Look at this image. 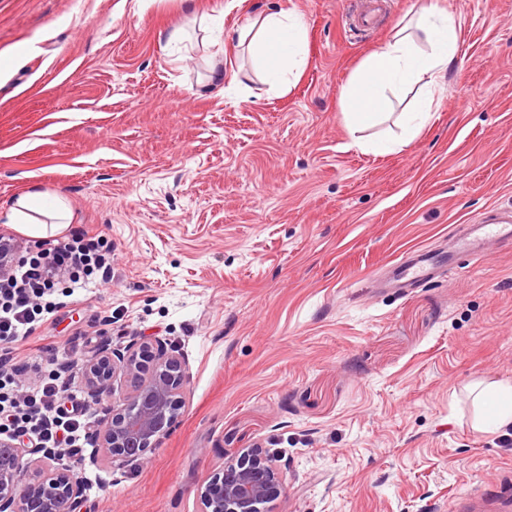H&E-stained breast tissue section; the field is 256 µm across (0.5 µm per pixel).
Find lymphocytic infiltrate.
Listing matches in <instances>:
<instances>
[{
  "instance_id": "f902f5d3",
  "label": "lymphocytic infiltrate",
  "mask_w": 512,
  "mask_h": 512,
  "mask_svg": "<svg viewBox=\"0 0 512 512\" xmlns=\"http://www.w3.org/2000/svg\"><path fill=\"white\" fill-rule=\"evenodd\" d=\"M109 259L100 237L81 230L39 244L0 277V433L28 438L61 460L87 437V419L61 407L76 393L58 373L33 386L20 385L18 376L34 363L27 346L45 321L46 297L62 282L75 292L87 288L90 277H109Z\"/></svg>"
}]
</instances>
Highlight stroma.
Listing matches in <instances>:
<instances>
[{
  "instance_id": "35a3bbf8",
  "label": "stroma",
  "mask_w": 512,
  "mask_h": 512,
  "mask_svg": "<svg viewBox=\"0 0 512 512\" xmlns=\"http://www.w3.org/2000/svg\"><path fill=\"white\" fill-rule=\"evenodd\" d=\"M416 0H234L212 27L173 0H0V210L31 187L112 248L109 285L40 328L59 362L164 339L186 361L180 416L148 459L79 449L77 512H201L199 487L259 444L281 458L269 512H512V427L471 426L466 385L512 381V247L453 279L376 287L456 226L512 215V0H445L459 53L403 148L351 145V74ZM295 10L307 64L262 81L239 30ZM180 26L185 45L156 31Z\"/></svg>"
}]
</instances>
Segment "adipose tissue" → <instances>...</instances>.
I'll use <instances>...</instances> for the list:
<instances>
[{
	"label": "adipose tissue",
	"instance_id": "obj_1",
	"mask_svg": "<svg viewBox=\"0 0 512 512\" xmlns=\"http://www.w3.org/2000/svg\"><path fill=\"white\" fill-rule=\"evenodd\" d=\"M440 0H422L410 23L400 24L394 37L367 56L348 82L343 110L346 124L365 153L386 154L407 145L431 119L436 93L458 52L460 14L445 10ZM305 31L293 11L256 17L238 34L239 46L258 60L265 81L279 88L298 78L305 65ZM413 86L421 103L406 124L403 138L366 140L360 131L377 123L392 107L390 92ZM32 237L58 233L71 223L66 198L32 188L19 195L0 215ZM476 406L472 425L480 431L512 426V383L479 381L468 386Z\"/></svg>",
	"mask_w": 512,
	"mask_h": 512
}]
</instances>
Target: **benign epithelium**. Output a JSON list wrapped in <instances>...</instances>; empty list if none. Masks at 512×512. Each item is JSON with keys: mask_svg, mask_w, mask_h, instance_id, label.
I'll return each instance as SVG.
<instances>
[{"mask_svg": "<svg viewBox=\"0 0 512 512\" xmlns=\"http://www.w3.org/2000/svg\"><path fill=\"white\" fill-rule=\"evenodd\" d=\"M87 402L100 408L93 431L97 453L110 463L144 460L177 422L186 362L159 338L132 339L101 350L80 367ZM136 381L122 403L102 404L117 377ZM281 486L278 459L261 447L224 463L200 488L201 512H268ZM83 487L73 470L34 457L0 436V512H76Z\"/></svg>", "mask_w": 512, "mask_h": 512, "instance_id": "obj_1", "label": "benign epithelium"}]
</instances>
